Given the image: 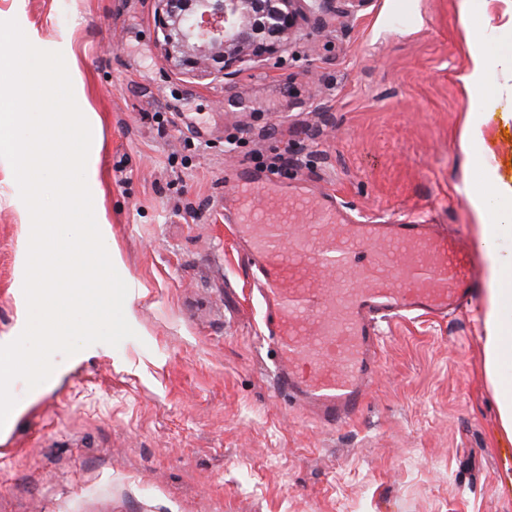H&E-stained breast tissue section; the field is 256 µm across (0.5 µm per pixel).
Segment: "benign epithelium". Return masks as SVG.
I'll return each mask as SVG.
<instances>
[{
	"instance_id": "1",
	"label": "benign epithelium",
	"mask_w": 512,
	"mask_h": 512,
	"mask_svg": "<svg viewBox=\"0 0 512 512\" xmlns=\"http://www.w3.org/2000/svg\"><path fill=\"white\" fill-rule=\"evenodd\" d=\"M167 59L200 77L288 47L301 23L325 28L365 0H157Z\"/></svg>"
}]
</instances>
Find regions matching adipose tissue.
I'll list each match as a JSON object with an SVG mask.
<instances>
[{
    "instance_id": "obj_1",
    "label": "adipose tissue",
    "mask_w": 512,
    "mask_h": 512,
    "mask_svg": "<svg viewBox=\"0 0 512 512\" xmlns=\"http://www.w3.org/2000/svg\"><path fill=\"white\" fill-rule=\"evenodd\" d=\"M495 205L486 212L488 222L479 228L486 251L489 282L484 325V361L494 383L502 430L512 441V196L496 188L486 190Z\"/></svg>"
}]
</instances>
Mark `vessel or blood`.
I'll list each match as a JSON object with an SVG mask.
<instances>
[{"mask_svg": "<svg viewBox=\"0 0 512 512\" xmlns=\"http://www.w3.org/2000/svg\"><path fill=\"white\" fill-rule=\"evenodd\" d=\"M235 193L224 220L246 259L261 346L273 354L271 391L320 427L338 429L361 412L380 373L383 325L444 319L478 294L482 245L447 225L406 214L364 221L336 194L309 193L303 181L286 187L245 176ZM259 195L311 211L310 247L288 245V224L250 209ZM316 268L352 271L363 285L314 282Z\"/></svg>", "mask_w": 512, "mask_h": 512, "instance_id": "vessel-or-blood-1", "label": "vessel or blood"}]
</instances>
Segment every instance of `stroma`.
<instances>
[{"label":"stroma","instance_id":"1","mask_svg":"<svg viewBox=\"0 0 512 512\" xmlns=\"http://www.w3.org/2000/svg\"><path fill=\"white\" fill-rule=\"evenodd\" d=\"M156 0H0L61 52L92 113L94 213L136 332L14 380L0 512H512V442L484 367L487 293L390 328L357 422L331 432L272 394L224 194L249 169L478 238V193L512 190V0H369L235 75L158 43ZM201 114L200 132L180 115ZM286 153L278 170L270 156ZM31 219L0 159V345L23 331Z\"/></svg>","mask_w":512,"mask_h":512}]
</instances>
